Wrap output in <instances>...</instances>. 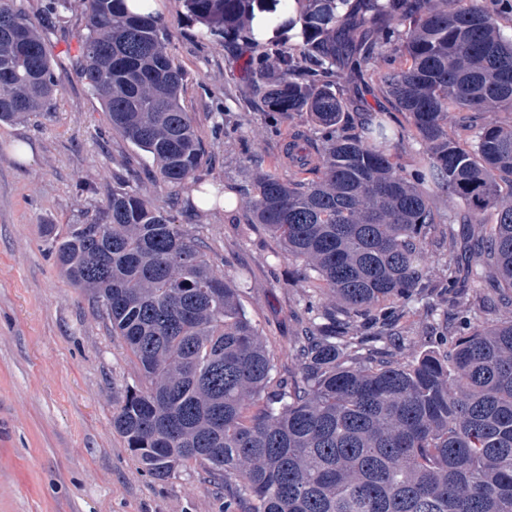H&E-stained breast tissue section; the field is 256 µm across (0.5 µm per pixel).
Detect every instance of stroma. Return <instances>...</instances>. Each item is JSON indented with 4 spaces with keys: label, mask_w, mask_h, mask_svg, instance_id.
<instances>
[{
    "label": "stroma",
    "mask_w": 512,
    "mask_h": 512,
    "mask_svg": "<svg viewBox=\"0 0 512 512\" xmlns=\"http://www.w3.org/2000/svg\"><path fill=\"white\" fill-rule=\"evenodd\" d=\"M185 74L183 105L207 159L206 183L235 206L191 205L155 183L151 162L112 131L79 76L83 0L54 14L51 0H16L45 28L64 74L47 116L0 123V512H219L197 474L160 481L135 461L112 429V410L139 369L98 319L88 296L64 280L43 227L90 222L112 191L133 181L212 249L224 275L242 284L241 303L288 370L297 315L307 304L300 263L262 225L250 223L255 172L286 176L293 152L318 143L304 114L273 120L245 83L223 39L205 35L185 0H155ZM32 148L26 163L17 141Z\"/></svg>",
    "instance_id": "35a3bbf8"
}]
</instances>
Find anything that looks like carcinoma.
Returning <instances> with one entry per match:
<instances>
[{
    "instance_id": "cac0c4a2",
    "label": "carcinoma",
    "mask_w": 512,
    "mask_h": 512,
    "mask_svg": "<svg viewBox=\"0 0 512 512\" xmlns=\"http://www.w3.org/2000/svg\"><path fill=\"white\" fill-rule=\"evenodd\" d=\"M301 42L249 60L264 111L307 113L325 131L313 179L256 177L252 223L305 267L335 304L308 306L295 368L278 372L239 291L218 276L210 247L123 182L88 224L46 225L60 274L85 292L139 366L140 383L112 428L158 480L190 469L224 490L223 512H512V321L481 311L512 298V34L481 0H302ZM266 0H186L228 41ZM82 81L112 129L180 188L205 166L181 97L184 72L153 12L126 0H85ZM382 48L403 64L365 68ZM374 82L410 129L370 116L353 132L335 68ZM45 39L0 0V122L47 114L62 84ZM472 131L448 132V109ZM412 132L414 167L462 201L442 215L402 173L389 147ZM497 211L481 224L482 211ZM448 243L440 283L454 317L430 326L433 348L404 360L412 340L401 307L437 311L423 252Z\"/></svg>"
}]
</instances>
